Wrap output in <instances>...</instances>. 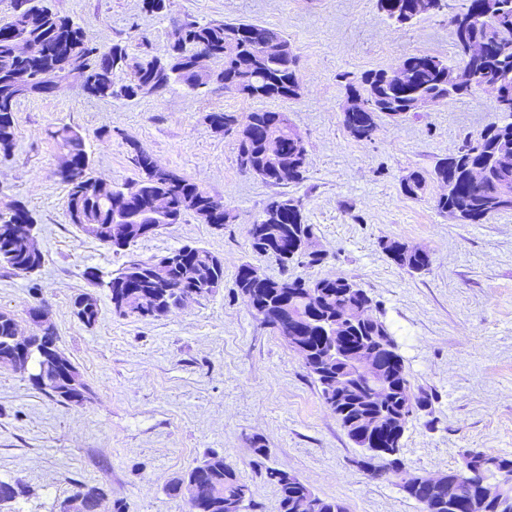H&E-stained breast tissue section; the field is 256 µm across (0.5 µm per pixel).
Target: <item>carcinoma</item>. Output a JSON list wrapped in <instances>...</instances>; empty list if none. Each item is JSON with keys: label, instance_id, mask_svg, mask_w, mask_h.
Wrapping results in <instances>:
<instances>
[{"label": "carcinoma", "instance_id": "carcinoma-1", "mask_svg": "<svg viewBox=\"0 0 512 512\" xmlns=\"http://www.w3.org/2000/svg\"><path fill=\"white\" fill-rule=\"evenodd\" d=\"M428 10L432 15L447 11L454 35V59L448 61L433 55H412L403 60V74L399 82L384 80L385 71L370 70L358 79L345 84L347 96L363 99L367 108L361 112L343 113L346 129L361 132L363 140H372L376 121L385 116L395 121L410 113L409 104L418 96L440 98L466 97L474 94L478 84L492 77L512 91V0H431ZM378 11L391 24L403 28L423 16L418 0H376ZM16 20L0 27V155L9 157L16 147L15 112L22 100L52 92L48 75L63 70V65L75 58L72 77L84 93L102 99L134 98L149 90L167 91L177 83L189 90H198L211 82L237 83L241 94L252 99L296 100L300 95L295 67L296 57L283 34L271 27L254 22H209L185 20L171 32L165 57L132 66L126 50L114 45L104 49L92 42L84 29L68 18L55 13L46 0H14ZM23 36L42 46V54L21 62L30 78V86H16L9 75L14 64L16 38ZM471 40L488 42L494 62L488 69L465 58L462 45ZM266 41L284 45L281 57L270 56L262 48ZM199 55L212 57L215 69L210 74L192 67ZM502 119L479 133L476 142L466 145L436 163L432 179L448 186V191L436 197L435 206L443 213H455L463 224H484L496 214L512 211V199L500 195V184L512 182V109L500 111ZM210 127L217 132L235 133L238 143V164L241 170L270 185L283 180L277 172V162L267 153L266 139L271 131L280 133L282 160L295 164L291 182L303 180L307 164L299 163L306 146L293 130L285 112L256 111L241 121L231 112H212L207 115ZM49 136L67 151L71 168L59 172L67 189V215L74 223L73 211L82 214L86 224H103L110 234L99 239L107 248L118 253L147 238L170 224H179L188 214L196 217L202 212H216V218L225 220L231 214L224 202L210 195L198 184L171 170L157 174L154 158L144 148L133 145L132 161L140 178L123 188L102 191L99 180L90 173V158L83 137L70 127L63 126L49 132ZM482 168L491 177L482 182L470 178L471 170ZM426 185V177L412 171L402 177L401 192L413 199L419 198ZM167 198L170 219L159 222L151 216L154 196ZM124 212L126 223L149 225L151 229L131 237L125 236L124 225L112 223L116 212ZM22 218L35 223L26 206L15 203L0 210V225L11 224ZM252 248L279 262L283 267L302 258L313 265L321 261L306 254L305 244L314 235V225L303 220L298 201L286 196L272 198L247 230ZM384 249L402 268L410 272L429 269L431 256L424 250L412 249L405 243L389 239ZM179 261L171 268L169 278L156 280L150 273L151 261L128 255L123 267L102 286L109 290L114 314L155 317L179 306L182 295L197 298L211 295L224 281V266L213 265L217 256L206 248L185 245L169 251ZM43 256L30 252L24 237L0 238V267L15 274L28 276L42 266ZM252 265H241L235 285L249 293L254 300L253 314L261 323L273 328L280 336H300L315 360H321L332 345L349 353L360 347L372 346L382 367L387 393L384 399L371 398V388L363 379H351V389L341 395L328 389L325 377L313 368L308 372L320 387L321 398L336 416L355 446L365 451L361 465L374 477H383L400 487L406 497L420 506V512H512V457L498 453L465 452L475 460L473 473L459 483L458 495L448 501L445 488L427 489L416 484L418 475L412 473L401 454L405 429L398 426L393 415L402 412L412 416L427 410L430 398L414 391L404 359L389 326L377 317L365 324L348 325L341 337L330 339V328L336 324V313L345 304L375 308L373 299L365 290L347 277L305 279L286 276L266 278L260 285L252 280ZM288 306L300 317V326L294 327L278 319L280 310ZM75 315L87 327L98 319V300L89 307L80 308V298L73 302ZM14 328L0 320V358L16 352L11 337ZM43 379L37 389L46 395L57 391L55 400L66 404L60 393L70 377L90 389L79 369L69 358L61 357L55 367H43L32 357ZM501 471L502 493L496 501L484 499L480 484L486 476ZM266 481L279 496V512H297L302 500L310 502L308 512H346L336 500L317 495L297 476L276 467H265ZM195 487V497L189 512H225L224 502L235 499L240 510L248 508L251 489L224 456L213 453L202 463L175 478L168 491L178 495L180 487ZM105 492L97 486L82 485L73 498L82 499L86 512H93Z\"/></svg>", "mask_w": 512, "mask_h": 512}]
</instances>
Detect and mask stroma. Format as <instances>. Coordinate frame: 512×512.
Returning a JSON list of instances; mask_svg holds the SVG:
<instances>
[{
    "instance_id": "1",
    "label": "stroma",
    "mask_w": 512,
    "mask_h": 512,
    "mask_svg": "<svg viewBox=\"0 0 512 512\" xmlns=\"http://www.w3.org/2000/svg\"><path fill=\"white\" fill-rule=\"evenodd\" d=\"M50 4L101 45L125 47L133 62L162 55L174 23L186 19L273 26L290 42L301 90L294 101L252 100L216 85L195 92L175 85L104 100L66 82L20 105L15 151L0 157V207L18 199L31 210L44 264L29 278L0 268V311L25 329L28 309L46 305L59 350L96 398L66 406L0 367V480L28 488L0 512H60L81 484L104 489L102 512H188L187 499L166 487L214 452L250 485L247 512H278L276 490L261 473L267 466L298 476L348 512H418L396 486L357 467L360 449L301 358L254 318L236 287L245 263L272 278L346 276L367 291L415 390L433 397L431 414L414 418L403 439L413 473L448 471L469 450L512 454V212L463 224L437 210L436 182L427 181L417 199L400 188L403 176L431 172L498 122V113L479 91L399 122L380 118L369 142L352 138L343 124L348 79L415 54L453 59L447 14L397 28L376 0H166L153 13L141 0ZM258 110L288 114L308 153L302 182L273 186L245 173L235 136L206 120L211 112L242 118ZM63 125L83 136L95 177L117 187L137 180L135 141L224 202L234 219L223 227L189 215L133 246L144 260L184 245L206 248L224 261L220 288L156 318L113 313L107 290L85 271L109 276L125 256L67 219L58 176L64 154L47 135ZM283 193L299 200L313 224L321 263L284 268L252 249L249 224ZM389 239L428 250L429 270L398 267L382 248ZM86 292L99 306L91 328L71 308ZM258 442L266 457L255 454Z\"/></svg>"
}]
</instances>
